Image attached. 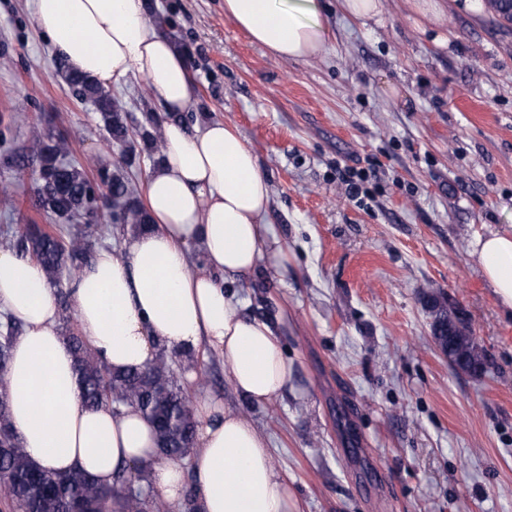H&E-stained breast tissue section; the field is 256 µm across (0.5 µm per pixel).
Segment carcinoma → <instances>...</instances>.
Wrapping results in <instances>:
<instances>
[{"mask_svg": "<svg viewBox=\"0 0 512 512\" xmlns=\"http://www.w3.org/2000/svg\"><path fill=\"white\" fill-rule=\"evenodd\" d=\"M65 80L78 97L99 113L110 137L127 142L128 130L121 113L115 109L111 95L84 75L72 71ZM145 145L154 152L162 147V127L142 133ZM32 149L39 157L40 184L35 205L65 223L47 230L38 224L4 225L0 230L4 242L15 241L16 247L39 262L49 280L56 286L60 316L72 317L69 292L61 288V277L76 278L94 258L87 229L90 225L75 220L97 212L100 193L109 195L110 206L104 220L130 225L142 231L149 224L145 212L132 198L123 174L99 166L100 183L92 182L85 166L67 162L69 136L49 133L33 141ZM456 335L465 361L456 367L469 372L481 369L482 361L474 349L469 328L458 322ZM21 333L20 326L7 318L0 322V502L8 512H112L108 506L118 504L120 512H170V506L154 499L143 487L126 488L123 468L108 486L95 483L84 473L73 471L47 474L28 458L9 418L7 403V367L13 342ZM75 358L82 399L89 408L112 404L115 414L125 407H135L152 424L157 434L159 455L169 460L187 458L197 445L198 421L190 410L189 396L177 384L172 362L164 353L143 370L114 373L101 363L79 332L65 336Z\"/></svg>", "mask_w": 512, "mask_h": 512, "instance_id": "cac0c4a2", "label": "carcinoma"}]
</instances>
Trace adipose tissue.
Returning a JSON list of instances; mask_svg holds the SVG:
<instances>
[{
    "label": "adipose tissue",
    "instance_id": "1",
    "mask_svg": "<svg viewBox=\"0 0 512 512\" xmlns=\"http://www.w3.org/2000/svg\"><path fill=\"white\" fill-rule=\"evenodd\" d=\"M224 16L272 57L324 53L332 37L320 0H224ZM35 26L68 67L103 85L141 77L163 108V147L142 206L151 227L123 252H97L69 284L80 331L113 371L150 365L160 349L206 346L236 388L257 403L279 396L291 368L280 340L243 317L219 275L251 273L270 248V185L234 128H187L197 89L187 62L144 0H32ZM197 247L201 269L189 249ZM505 312L512 313V231L476 236L470 252ZM0 310L20 322L8 366L10 421L29 459L49 474L83 471L112 483L123 465L149 466L152 492L179 504L194 480L200 512H296L267 439L244 416L202 401L188 462L159 460L150 423L132 407L91 410L59 328L56 288L35 260L0 250Z\"/></svg>",
    "mask_w": 512,
    "mask_h": 512
}]
</instances>
